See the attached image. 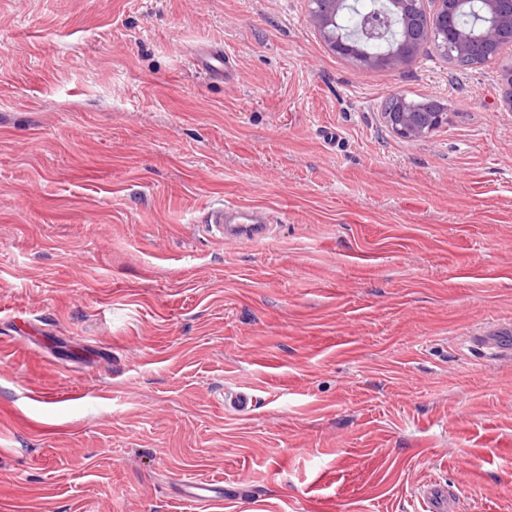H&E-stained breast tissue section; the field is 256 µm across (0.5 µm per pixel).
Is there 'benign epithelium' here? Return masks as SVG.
Masks as SVG:
<instances>
[{"mask_svg": "<svg viewBox=\"0 0 512 512\" xmlns=\"http://www.w3.org/2000/svg\"><path fill=\"white\" fill-rule=\"evenodd\" d=\"M309 18L325 44L370 71L410 66L423 49L432 47L454 64L481 65L498 61L500 97L512 112V0H477L479 29L465 22L469 0H381L357 25L339 30L353 0H308ZM384 123L405 140L428 137L448 120L443 110L425 112L401 95L390 96Z\"/></svg>", "mask_w": 512, "mask_h": 512, "instance_id": "obj_1", "label": "benign epithelium"}]
</instances>
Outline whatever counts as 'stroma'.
<instances>
[{"mask_svg":"<svg viewBox=\"0 0 512 512\" xmlns=\"http://www.w3.org/2000/svg\"><path fill=\"white\" fill-rule=\"evenodd\" d=\"M218 45L234 76H200ZM497 63L366 70L307 0H0V512H512ZM448 123L391 134L383 102ZM265 209L258 243L204 222ZM255 397L235 415L226 395ZM496 333H500V331L490 326L473 336V340L479 347L490 351L491 355L497 359L510 361L512 340L510 342V336H496ZM181 495L194 502L203 503L215 510L224 509V483L209 480H190L179 484ZM422 509L425 512H457L458 502L441 484L426 485L421 491Z\"/></svg>","mask_w":512,"mask_h":512,"instance_id":"obj_1","label":"stroma"}]
</instances>
